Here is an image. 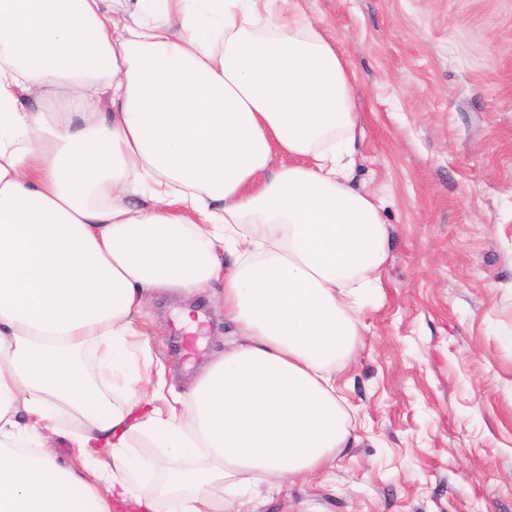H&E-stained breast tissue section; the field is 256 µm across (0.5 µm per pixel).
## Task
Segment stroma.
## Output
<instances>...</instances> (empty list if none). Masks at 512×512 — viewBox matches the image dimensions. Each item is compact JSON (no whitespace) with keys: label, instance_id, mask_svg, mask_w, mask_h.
I'll list each match as a JSON object with an SVG mask.
<instances>
[{"label":"stroma","instance_id":"1","mask_svg":"<svg viewBox=\"0 0 512 512\" xmlns=\"http://www.w3.org/2000/svg\"><path fill=\"white\" fill-rule=\"evenodd\" d=\"M354 72V187L390 232L336 375L352 442L249 512H512V0H299ZM166 297L138 325L189 387ZM198 363L237 343L201 302Z\"/></svg>","mask_w":512,"mask_h":512}]
</instances>
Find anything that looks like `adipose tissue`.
<instances>
[{
  "label": "adipose tissue",
  "mask_w": 512,
  "mask_h": 512,
  "mask_svg": "<svg viewBox=\"0 0 512 512\" xmlns=\"http://www.w3.org/2000/svg\"><path fill=\"white\" fill-rule=\"evenodd\" d=\"M271 2L0 0V512H240L346 443L331 373L389 236L352 70ZM207 290L242 341L182 394L137 321Z\"/></svg>",
  "instance_id": "obj_1"
}]
</instances>
